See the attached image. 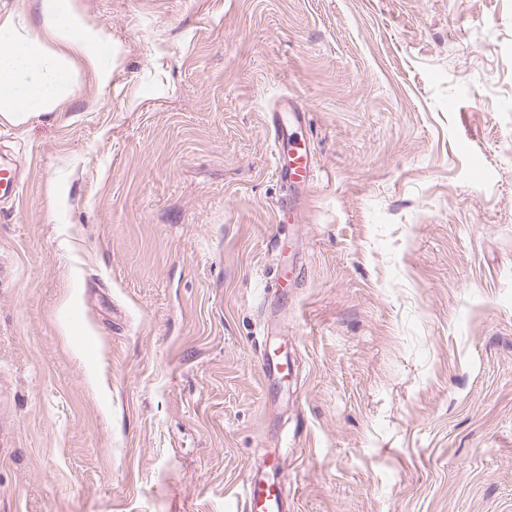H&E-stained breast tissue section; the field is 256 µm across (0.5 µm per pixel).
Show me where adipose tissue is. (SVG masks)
I'll return each instance as SVG.
<instances>
[{"label":"adipose tissue","instance_id":"obj_1","mask_svg":"<svg viewBox=\"0 0 512 512\" xmlns=\"http://www.w3.org/2000/svg\"><path fill=\"white\" fill-rule=\"evenodd\" d=\"M42 28L32 33L14 16L0 17V121L14 125L62 111L81 73L99 85L112 79V37L88 23L76 0H34Z\"/></svg>","mask_w":512,"mask_h":512}]
</instances>
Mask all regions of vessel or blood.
<instances>
[{"label":"vessel or blood","instance_id":"vessel-or-blood-1","mask_svg":"<svg viewBox=\"0 0 512 512\" xmlns=\"http://www.w3.org/2000/svg\"><path fill=\"white\" fill-rule=\"evenodd\" d=\"M307 112L297 101L282 99L270 113L269 123L278 160V179L286 190L280 203L289 219L299 214L298 203L316 179L314 149L303 134ZM261 371L270 384L287 381L294 371L287 351L281 345L265 342L261 351ZM284 455L264 454L250 469L240 499L239 512H291L293 503L283 479Z\"/></svg>","mask_w":512,"mask_h":512}]
</instances>
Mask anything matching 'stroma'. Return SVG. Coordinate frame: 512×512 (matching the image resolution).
I'll return each instance as SVG.
<instances>
[{
  "label": "stroma",
  "instance_id": "1",
  "mask_svg": "<svg viewBox=\"0 0 512 512\" xmlns=\"http://www.w3.org/2000/svg\"><path fill=\"white\" fill-rule=\"evenodd\" d=\"M78 6L110 83L0 122V512H237L274 448L294 512H512V0ZM307 112L293 99L284 98L275 112H269V123L278 160V179L286 190L280 209L288 211L293 222L298 218L299 200L316 179L314 149L303 135ZM261 371L264 379L276 385L279 382H288L294 371V366L288 357V351L281 344L265 340L261 351Z\"/></svg>",
  "mask_w": 512,
  "mask_h": 512
}]
</instances>
